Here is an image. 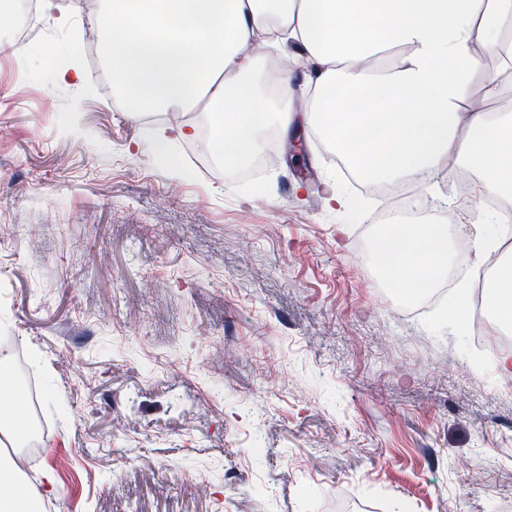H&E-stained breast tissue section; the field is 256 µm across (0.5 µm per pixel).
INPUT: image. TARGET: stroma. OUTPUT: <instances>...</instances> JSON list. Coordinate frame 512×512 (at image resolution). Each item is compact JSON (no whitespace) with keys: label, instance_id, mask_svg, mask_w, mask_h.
<instances>
[{"label":"stroma","instance_id":"35a3bbf8","mask_svg":"<svg viewBox=\"0 0 512 512\" xmlns=\"http://www.w3.org/2000/svg\"><path fill=\"white\" fill-rule=\"evenodd\" d=\"M29 76L0 55V337L36 357L55 512H504L512 393L496 354L374 280L387 225L308 136L255 194L79 54L97 0H60ZM337 194L345 201L329 200ZM484 193L447 190L453 247ZM168 130V129H167ZM169 136L164 135L158 142V157L168 153L172 141L193 140L197 135V126L193 121H187L168 130Z\"/></svg>","mask_w":512,"mask_h":512}]
</instances>
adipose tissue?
<instances>
[{
  "label": "adipose tissue",
  "instance_id": "ef3b65f1",
  "mask_svg": "<svg viewBox=\"0 0 512 512\" xmlns=\"http://www.w3.org/2000/svg\"><path fill=\"white\" fill-rule=\"evenodd\" d=\"M92 24L112 87L128 111L220 112L214 153L227 166L260 153L277 121L288 133L291 98L260 96L257 68L284 79L276 48L295 42L318 63L303 118L354 175L393 183L449 157L475 170L483 190L512 195V116L474 109L484 75L475 46L488 48L493 96L512 93V0H101ZM264 36L270 54L252 51ZM453 228L392 225L381 251L406 291L432 287L448 270ZM478 259L495 257L487 308L512 326V252L501 249L494 213L482 216ZM17 470L0 457V512H33Z\"/></svg>",
  "mask_w": 512,
  "mask_h": 512
}]
</instances>
